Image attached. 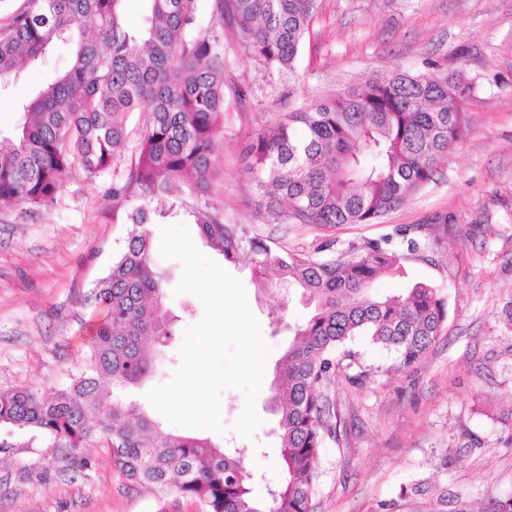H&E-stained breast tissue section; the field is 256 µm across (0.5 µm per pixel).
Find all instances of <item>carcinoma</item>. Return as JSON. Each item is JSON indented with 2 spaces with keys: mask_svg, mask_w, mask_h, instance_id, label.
I'll use <instances>...</instances> for the list:
<instances>
[{
  "mask_svg": "<svg viewBox=\"0 0 512 512\" xmlns=\"http://www.w3.org/2000/svg\"><path fill=\"white\" fill-rule=\"evenodd\" d=\"M127 0H30L0 27V91L38 66L58 42L71 48L68 70L20 107L15 132L0 135V206L38 210L54 202L62 176L87 175L122 161L128 115L143 112L138 150L112 201L135 194L134 230L92 290L105 315L92 329L80 373L51 396L0 394V426L37 431L63 449L71 469L90 466L86 448L103 443L126 479L162 494L196 500L203 512H310L320 448L331 433L326 388L340 363L334 353L357 336L396 349L407 367L442 336L446 312L437 289L418 282L393 297L376 280L400 269L392 237L327 242L323 258L290 251L224 216L202 213L204 244L235 263L248 256L272 296L300 293L309 317L292 328L270 402L278 415L285 477L260 504L251 496L243 454L203 438L167 431L123 391L152 378L173 332L164 306L165 273L152 259L150 203L185 186L203 196L224 136V31L270 73L295 69L318 0H140L141 24L126 19ZM92 22L95 34L87 35ZM475 85L459 72H396L371 78L303 112L255 131L247 146L257 206L271 224H376L434 181L469 128L465 105Z\"/></svg>",
  "mask_w": 512,
  "mask_h": 512,
  "instance_id": "cac0c4a2",
  "label": "carcinoma"
}]
</instances>
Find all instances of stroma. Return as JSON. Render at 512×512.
Masks as SVG:
<instances>
[{
    "mask_svg": "<svg viewBox=\"0 0 512 512\" xmlns=\"http://www.w3.org/2000/svg\"><path fill=\"white\" fill-rule=\"evenodd\" d=\"M70 59L69 45L56 44L40 68L0 94V131L17 125V102ZM224 61V141L205 198L251 234L310 255L329 241L380 239L410 226L420 251L404 252L401 273L380 278L374 291L392 296L423 282L438 289L446 309L441 339L412 366L369 337L348 342L370 374L356 381L337 371L327 390L332 432L320 450L311 512H495L512 497V323L505 316L512 304V0H320L291 77L270 73L229 34ZM430 63L436 73L459 71L475 84L465 106L470 130L435 182L378 224H270L256 212L246 160L254 131L368 78L418 73ZM237 86L250 91L245 104L232 94ZM112 179L109 171L90 179L76 168L63 175L49 206L0 207V392L50 395L82 368L95 314L90 293L123 250L129 215L140 204L133 196L113 206ZM177 195L186 211L152 225V237L176 224L200 243L194 211L205 198L184 187ZM442 216L447 224H439ZM157 263L167 272L164 301L177 322L162 374L127 392L143 407L150 390L172 379L186 329L204 316L196 295L175 291L181 262ZM227 271L242 282L270 348L256 400L261 423L251 438L237 435L245 396L230 388L221 395L225 433L196 435L247 448L252 494L263 499L282 478L268 387L291 341L287 324L308 310L291 296L285 325L275 324L273 301L249 259ZM89 455L90 467L73 479L48 438L0 429V512H201L192 499L127 481L107 448L94 446ZM418 482L422 493H410Z\"/></svg>",
    "mask_w": 512,
    "mask_h": 512,
    "instance_id": "obj_1",
    "label": "stroma"
}]
</instances>
